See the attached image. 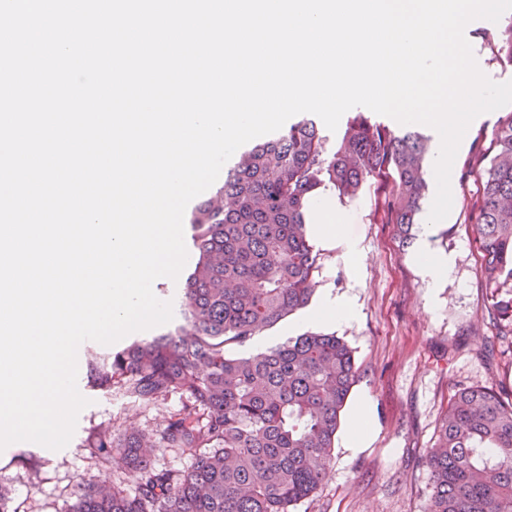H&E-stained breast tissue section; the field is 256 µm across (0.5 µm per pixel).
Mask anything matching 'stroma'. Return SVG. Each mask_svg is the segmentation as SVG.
I'll return each mask as SVG.
<instances>
[{
    "mask_svg": "<svg viewBox=\"0 0 512 512\" xmlns=\"http://www.w3.org/2000/svg\"><path fill=\"white\" fill-rule=\"evenodd\" d=\"M464 34L487 76L497 82L512 80V64L491 58L493 29L476 19ZM511 113L507 105L480 115L461 142L453 165L457 199L447 221L428 239L430 250L448 256L454 266L440 288L427 287L415 262V245L400 247L394 225L382 223V184L367 181L351 199L328 190L336 218L358 241L362 258L354 267L345 259L343 246L319 247L310 304L339 298L355 307L351 321L322 324L318 330L343 338L353 348L357 379L351 393L368 396L372 438L362 448L346 447L343 439H336L321 490L293 512H428L432 485L426 454L451 395L483 385L512 401V335L499 334L489 317L481 256L462 203L476 194L477 148L488 146L499 121ZM306 315V310L297 311L234 346L233 354L262 352L310 331ZM77 386L90 404L65 448L53 451L31 442L0 451V485L9 491V512H64L77 482L94 483L107 475L123 481L121 463H114L107 474L90 459L86 447L96 428L109 424L119 433L156 430L181 406L176 395L134 406L119 389H93L82 374Z\"/></svg>",
    "mask_w": 512,
    "mask_h": 512,
    "instance_id": "obj_1",
    "label": "stroma"
}]
</instances>
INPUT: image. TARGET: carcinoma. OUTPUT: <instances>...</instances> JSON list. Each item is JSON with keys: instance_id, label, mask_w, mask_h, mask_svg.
Segmentation results:
<instances>
[{"instance_id": "cac0c4a2", "label": "carcinoma", "mask_w": 512, "mask_h": 512, "mask_svg": "<svg viewBox=\"0 0 512 512\" xmlns=\"http://www.w3.org/2000/svg\"><path fill=\"white\" fill-rule=\"evenodd\" d=\"M491 48L512 62V21ZM427 154L428 138L365 112L348 117L331 150L304 116L242 152L191 212L198 259L185 282L184 324L86 364L98 390L117 387L133 405L177 394L183 406L153 433L99 429L91 458L110 474L121 455L133 490L79 482L65 512H291L314 496L356 379L353 349L316 332L249 356L225 345L244 344L312 299L319 257L305 224L320 188L351 199L369 180L386 183L387 223L409 243L428 191ZM477 166L469 221L489 316L512 334V114ZM157 448H177L193 462L185 471L159 469ZM427 463L429 512H512V403L487 386L458 390Z\"/></svg>"}]
</instances>
